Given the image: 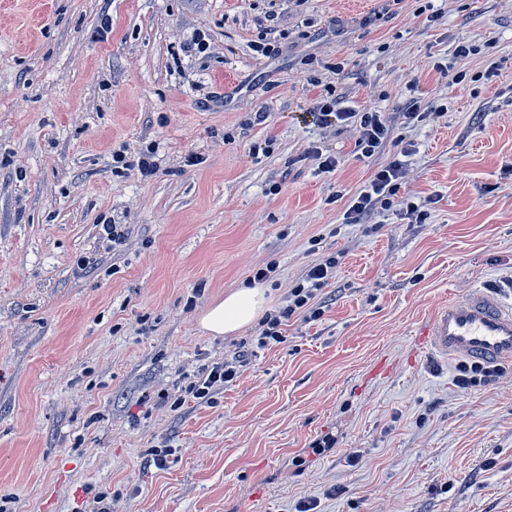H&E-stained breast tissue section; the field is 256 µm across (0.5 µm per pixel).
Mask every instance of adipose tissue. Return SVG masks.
Segmentation results:
<instances>
[{"mask_svg":"<svg viewBox=\"0 0 512 512\" xmlns=\"http://www.w3.org/2000/svg\"><path fill=\"white\" fill-rule=\"evenodd\" d=\"M268 303L265 288L245 286L225 294L201 317L202 330L214 336L232 335L253 324Z\"/></svg>","mask_w":512,"mask_h":512,"instance_id":"adipose-tissue-1","label":"adipose tissue"}]
</instances>
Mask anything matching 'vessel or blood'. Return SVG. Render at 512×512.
Listing matches in <instances>:
<instances>
[{"mask_svg":"<svg viewBox=\"0 0 512 512\" xmlns=\"http://www.w3.org/2000/svg\"><path fill=\"white\" fill-rule=\"evenodd\" d=\"M423 336L429 349L443 358L512 359V305L484 291H472L439 310Z\"/></svg>","mask_w":512,"mask_h":512,"instance_id":"b4317fda","label":"vessel or blood"}]
</instances>
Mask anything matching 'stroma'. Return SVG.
I'll use <instances>...</instances> for the list:
<instances>
[{
	"instance_id": "obj_1",
	"label": "stroma",
	"mask_w": 512,
	"mask_h": 512,
	"mask_svg": "<svg viewBox=\"0 0 512 512\" xmlns=\"http://www.w3.org/2000/svg\"><path fill=\"white\" fill-rule=\"evenodd\" d=\"M199 32L206 53L182 52ZM261 36L278 55L253 51ZM461 41L477 54L455 60ZM440 57L467 81L417 70ZM330 91L384 112L376 162L356 160L355 127L314 122ZM413 97L446 110L406 124ZM404 144L425 222L343 223ZM148 149L149 176L112 160ZM331 254L323 315L288 320L285 344L201 330L255 267L276 266L275 310ZM479 287L512 293V0H0L9 512H512V362L463 390L422 336ZM240 350L236 381L173 408Z\"/></svg>"
}]
</instances>
